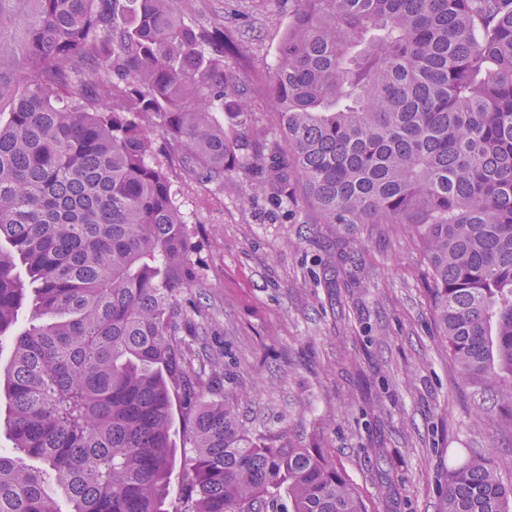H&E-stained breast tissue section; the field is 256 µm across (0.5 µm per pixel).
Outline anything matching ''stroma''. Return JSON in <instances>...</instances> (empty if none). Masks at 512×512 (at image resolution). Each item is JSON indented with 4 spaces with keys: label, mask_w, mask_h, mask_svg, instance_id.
<instances>
[{
    "label": "stroma",
    "mask_w": 512,
    "mask_h": 512,
    "mask_svg": "<svg viewBox=\"0 0 512 512\" xmlns=\"http://www.w3.org/2000/svg\"><path fill=\"white\" fill-rule=\"evenodd\" d=\"M184 8L205 24L223 17L235 45L224 87L256 106L245 169L223 184L163 159L199 245L181 297L197 329L190 365L220 363L247 427L324 449L369 512H444L448 469L471 454L512 480V428L476 425L493 401L459 384L413 240L392 224H319L311 209L252 190L280 140L272 76L294 0Z\"/></svg>",
    "instance_id": "stroma-1"
}]
</instances>
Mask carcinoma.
Here are the masks:
<instances>
[{"label": "carcinoma", "mask_w": 512, "mask_h": 512, "mask_svg": "<svg viewBox=\"0 0 512 512\" xmlns=\"http://www.w3.org/2000/svg\"><path fill=\"white\" fill-rule=\"evenodd\" d=\"M295 3L285 151L257 189L296 181L319 224L404 229L462 383L511 427L512 0ZM179 4L0 0V512H368L322 449L249 432L220 368L187 364L196 243L157 139L222 185L249 149L224 123L251 111L224 91V24ZM444 497L512 512V481L469 455Z\"/></svg>", "instance_id": "cac0c4a2"}]
</instances>
